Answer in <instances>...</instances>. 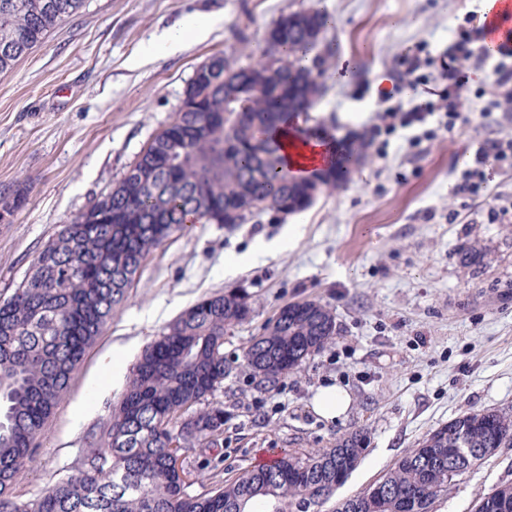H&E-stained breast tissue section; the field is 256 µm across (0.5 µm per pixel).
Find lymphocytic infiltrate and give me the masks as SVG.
Masks as SVG:
<instances>
[{
  "label": "lymphocytic infiltrate",
  "instance_id": "lymphocytic-infiltrate-1",
  "mask_svg": "<svg viewBox=\"0 0 512 512\" xmlns=\"http://www.w3.org/2000/svg\"><path fill=\"white\" fill-rule=\"evenodd\" d=\"M485 66L488 81L481 89L487 103L483 117L512 105V49L489 53L483 46V29L459 26L453 39L439 53L425 45L406 49L397 59L398 80L386 94L387 105L371 125L372 136L407 132L409 146L431 140L454 129L461 119L460 92L469 82L468 64ZM512 168V137H501L477 147L454 187L457 195L477 200L487 191L488 164Z\"/></svg>",
  "mask_w": 512,
  "mask_h": 512
}]
</instances>
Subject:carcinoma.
<instances>
[{"label":"carcinoma","instance_id":"1","mask_svg":"<svg viewBox=\"0 0 512 512\" xmlns=\"http://www.w3.org/2000/svg\"><path fill=\"white\" fill-rule=\"evenodd\" d=\"M83 0H0V73L43 43ZM326 18L307 9L281 16L257 46L217 55L189 81L176 117L156 133L112 189L64 225L26 279L0 299V512H322L359 465L366 435L332 448L288 453L224 485L189 492L184 463L221 447L224 336L253 312L240 288L187 308L142 352L123 398L90 435L80 464L22 500L12 486L38 458L45 427L86 349L127 298L147 257L189 217L245 224L267 212L305 210L314 189L338 190L336 168L298 175L278 133L314 109L315 71L332 53ZM0 188V222L22 204ZM333 315L315 300L288 304L243 348L268 389L335 336ZM512 447V413L471 410L427 433L364 491L331 512H431L450 478L478 465L479 450ZM474 512H512V482L480 496Z\"/></svg>","mask_w":512,"mask_h":512}]
</instances>
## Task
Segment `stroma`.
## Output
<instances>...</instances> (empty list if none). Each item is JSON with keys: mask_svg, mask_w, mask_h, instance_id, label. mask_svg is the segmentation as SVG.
I'll return each mask as SVG.
<instances>
[{"mask_svg": "<svg viewBox=\"0 0 512 512\" xmlns=\"http://www.w3.org/2000/svg\"><path fill=\"white\" fill-rule=\"evenodd\" d=\"M477 0H85L11 72L0 74V185L27 186L24 205L0 223V297H9L62 224L107 193L149 140L170 123L196 66L257 43L281 15L315 7L328 15L334 55L324 92L304 127H322L350 147L369 137L379 89H391L406 48L437 50ZM189 14L215 17L206 38L173 55L141 56ZM460 107L467 122L410 150L388 140L368 152L339 190L320 192L297 215L272 212L244 224H194L143 263L125 304L86 353L51 418L33 472L15 488L31 495L74 469L86 433L126 387L112 359L131 368L181 311L229 288L246 289L250 321L224 338L230 368L215 398L224 405L223 455L189 459L192 493L288 452L332 447L367 434L359 467L337 490L355 495L426 433L473 408L512 410V223L492 224L489 207L512 198V170L487 167V197L473 204L452 187L478 141L512 136V108L480 118L485 77L470 68ZM456 222H449V213ZM286 248L229 269L257 240ZM315 300L336 320L320 353L260 386L242 364L247 339L285 304ZM348 391L343 417L312 409L320 386ZM512 482V447L456 477L432 512H471L492 487Z\"/></svg>", "mask_w": 512, "mask_h": 512, "instance_id": "obj_1", "label": "stroma"}]
</instances>
